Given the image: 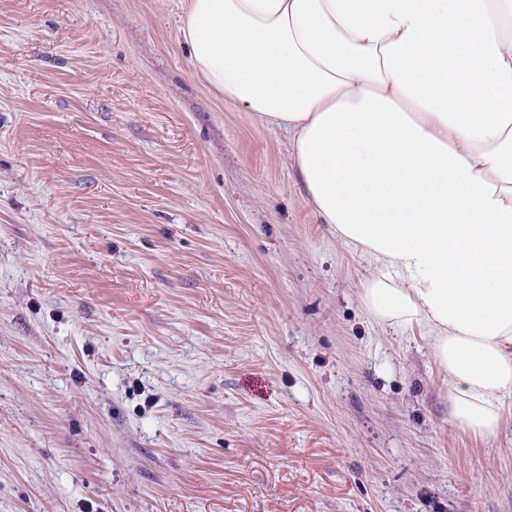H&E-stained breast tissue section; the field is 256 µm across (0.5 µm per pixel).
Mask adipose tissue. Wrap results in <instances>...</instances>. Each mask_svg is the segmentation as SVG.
<instances>
[{
    "label": "adipose tissue",
    "mask_w": 512,
    "mask_h": 512,
    "mask_svg": "<svg viewBox=\"0 0 512 512\" xmlns=\"http://www.w3.org/2000/svg\"><path fill=\"white\" fill-rule=\"evenodd\" d=\"M194 71L288 129L316 214L372 260L378 325L430 331L448 416L512 400V0H187Z\"/></svg>",
    "instance_id": "obj_1"
}]
</instances>
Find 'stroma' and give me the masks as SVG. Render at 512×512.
Masks as SVG:
<instances>
[{
	"instance_id": "obj_1",
	"label": "stroma",
	"mask_w": 512,
	"mask_h": 512,
	"mask_svg": "<svg viewBox=\"0 0 512 512\" xmlns=\"http://www.w3.org/2000/svg\"><path fill=\"white\" fill-rule=\"evenodd\" d=\"M184 3L0 0V512H512Z\"/></svg>"
}]
</instances>
